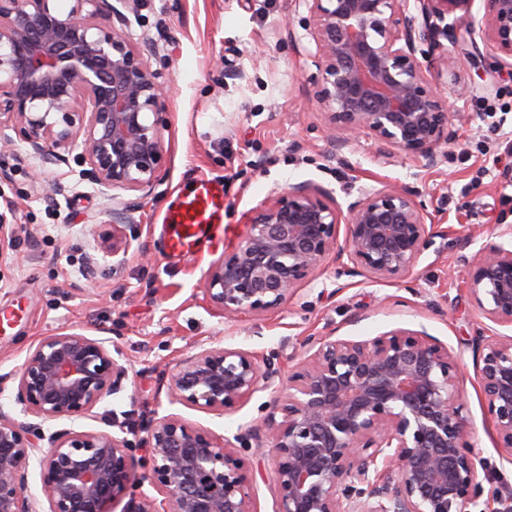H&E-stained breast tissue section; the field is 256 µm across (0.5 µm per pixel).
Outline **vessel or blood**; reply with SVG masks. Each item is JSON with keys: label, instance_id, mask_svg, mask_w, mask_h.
<instances>
[{"label": "vessel or blood", "instance_id": "1", "mask_svg": "<svg viewBox=\"0 0 512 512\" xmlns=\"http://www.w3.org/2000/svg\"><path fill=\"white\" fill-rule=\"evenodd\" d=\"M162 224L167 255H193L204 245L216 244L224 224L223 183L205 176L194 178L164 213Z\"/></svg>", "mask_w": 512, "mask_h": 512}]
</instances>
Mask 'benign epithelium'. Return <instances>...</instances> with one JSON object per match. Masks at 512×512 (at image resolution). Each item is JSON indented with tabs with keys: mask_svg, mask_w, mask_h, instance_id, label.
<instances>
[{
	"mask_svg": "<svg viewBox=\"0 0 512 512\" xmlns=\"http://www.w3.org/2000/svg\"><path fill=\"white\" fill-rule=\"evenodd\" d=\"M0 0V147L19 139L44 168L77 146L84 176L101 192L148 196L165 164V84L124 33L140 0ZM309 15L306 49L336 148L361 138L390 162L400 153L426 168L455 136L451 103L432 74L466 31L512 64V0H299ZM112 29L98 25L102 12ZM13 131L14 135L7 134ZM407 187L362 186L341 206L321 188L290 184L256 210L239 245L208 270L203 293L226 320L279 310L330 253L348 276L370 283L407 274L436 231ZM112 209V255L133 239ZM468 265V289L491 335L477 337V374L498 447L512 456V225ZM309 355L277 387L269 416L229 440L176 414L150 421L149 472L133 478L129 440L96 431L55 432L42 448L30 421L87 418L118 393L127 368L107 340L61 331L33 346L21 368L0 375L21 405L0 410V512H37L27 493L39 467L49 512H255L240 450L266 455L278 477L277 512H471L482 495L472 428L464 418L456 357L426 330L398 328L370 340L307 336ZM281 374L274 358L219 344L176 364L171 403L224 415ZM149 486L153 493L144 490Z\"/></svg>",
	"mask_w": 512,
	"mask_h": 512,
	"instance_id": "obj_1",
	"label": "benign epithelium"
}]
</instances>
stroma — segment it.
<instances>
[{"label":"stroma","mask_w":512,"mask_h":512,"mask_svg":"<svg viewBox=\"0 0 512 512\" xmlns=\"http://www.w3.org/2000/svg\"><path fill=\"white\" fill-rule=\"evenodd\" d=\"M307 12L294 0H141L125 33L150 35L159 51L151 68L168 93L167 174L151 196L102 194L76 164L41 173L32 189L33 159L23 143L0 151V375L17 371L43 336L70 330L110 339L128 368L123 389L92 417L44 422L62 429L111 432L125 427L138 460L148 417L176 413L219 436L258 426L273 410L272 390L255 393L232 414L218 416L170 401L168 377L199 345L223 343L266 356L277 354L282 374L295 371L308 336L371 339L395 328L425 329L456 355L465 390L463 414L490 481L483 501L512 488V460L497 446L493 420L481 399L475 336L488 321L467 285V262L512 224V71L487 70L462 46L448 50L447 93L458 136L426 169L398 155L383 162L374 141L337 149L311 77L316 68L294 40L304 36ZM244 71L246 80L234 79ZM222 180L226 193L220 245L187 257L162 253L158 218L188 179ZM307 182L339 203L362 185L412 189L440 231L403 278L371 283L339 274L326 256L284 307L227 322L203 295L210 265L245 237L256 207L271 191ZM134 207L132 234L140 251L112 253V210ZM97 260L88 280L86 259ZM251 468L256 512H275L277 475L269 458L244 455Z\"/></svg>","instance_id":"1"}]
</instances>
